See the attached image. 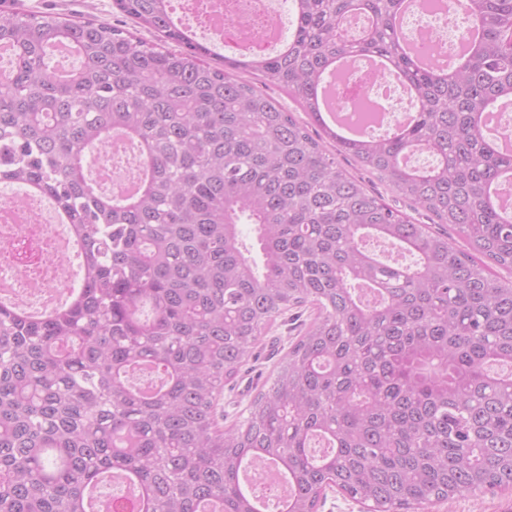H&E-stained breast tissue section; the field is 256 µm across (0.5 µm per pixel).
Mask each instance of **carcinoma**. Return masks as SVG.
Segmentation results:
<instances>
[{"label": "carcinoma", "mask_w": 512, "mask_h": 512, "mask_svg": "<svg viewBox=\"0 0 512 512\" xmlns=\"http://www.w3.org/2000/svg\"><path fill=\"white\" fill-rule=\"evenodd\" d=\"M398 0H291L288 48L219 57L171 20L172 0H115L162 50L106 21L0 10V183L53 199L74 227L82 284L32 315L0 304V512H95L101 485L142 492L138 512H258L246 461L278 469L285 512H318L334 488L370 512H428L464 493L512 487V211L488 190L512 153L483 114L512 105V0H467L468 56L445 71L401 53ZM363 15L356 37L345 21ZM67 44L74 70L46 59ZM386 57L412 89L410 141L333 135L316 90L329 65ZM285 91L287 111L237 71ZM135 141L146 176L129 196L86 178L112 131ZM353 157L446 224L470 251L385 204L337 161ZM254 226L261 262L240 225ZM372 237L415 257L390 265ZM309 309L312 318L301 319ZM297 331L271 382L221 428L218 398L276 321Z\"/></svg>", "instance_id": "obj_1"}]
</instances>
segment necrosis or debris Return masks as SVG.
<instances>
[{
    "mask_svg": "<svg viewBox=\"0 0 512 512\" xmlns=\"http://www.w3.org/2000/svg\"><path fill=\"white\" fill-rule=\"evenodd\" d=\"M269 2L182 0V5L187 23L202 19L208 35L225 47L266 52L280 27ZM467 22L461 9L449 10L443 17L424 11L413 17L410 29L421 48L437 47L450 53L456 42L449 38V29ZM357 95L381 99L385 116L397 117L405 111L389 81H371L361 68L353 72L350 89L341 93L347 105ZM143 170V159L131 144L112 140L99 153L97 180L110 194H122L136 185ZM76 252L77 246L49 198L0 193V289H8L13 305L38 312L54 308L69 291L61 269L70 265Z\"/></svg>",
    "mask_w": 512,
    "mask_h": 512,
    "instance_id": "obj_1",
    "label": "necrosis or debris"
}]
</instances>
